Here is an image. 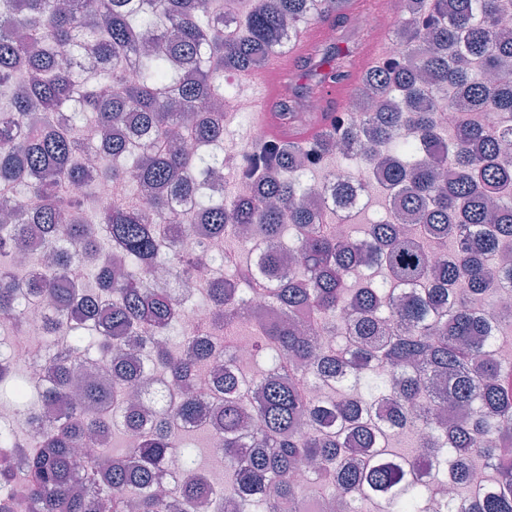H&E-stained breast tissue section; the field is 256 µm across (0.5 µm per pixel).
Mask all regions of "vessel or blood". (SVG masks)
<instances>
[{"instance_id":"1","label":"vessel or blood","mask_w":512,"mask_h":512,"mask_svg":"<svg viewBox=\"0 0 512 512\" xmlns=\"http://www.w3.org/2000/svg\"><path fill=\"white\" fill-rule=\"evenodd\" d=\"M322 32L320 24L308 25L299 33L297 41L289 53L280 56L268 71L260 76H246L245 81L252 89L249 97L252 105V124L264 129L269 136L283 137L284 129L277 113L272 111L271 104L278 99L281 87L297 60L306 53L313 42L321 38Z\"/></svg>"}]
</instances>
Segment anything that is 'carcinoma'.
Wrapping results in <instances>:
<instances>
[{"label":"carcinoma","mask_w":512,"mask_h":512,"mask_svg":"<svg viewBox=\"0 0 512 512\" xmlns=\"http://www.w3.org/2000/svg\"><path fill=\"white\" fill-rule=\"evenodd\" d=\"M0 0V190L18 203L0 223V328L19 333L24 301L50 302L43 332L62 337L48 351L47 390L30 391L17 364L0 359V386L36 424L33 435L0 426V512H305L294 480L315 463L309 484L339 512H425L439 483L444 512H512V362L496 351L503 316L477 305L512 294V262H496L512 241V84L488 75L512 62V34L500 16L512 0H404L391 38L402 51L362 75L367 94L395 96L358 126L331 118L314 138L267 135L244 150L247 196L211 193L224 168V75L251 72L282 51L308 22H325L341 0H250L227 18L211 0ZM93 54L100 67L81 60ZM354 51L313 45L301 60V97L343 84ZM289 125L306 126L298 99L279 100ZM95 125L92 145L81 130ZM356 149L389 217L365 237L338 239L326 214L299 201L308 172ZM148 183L149 203L128 195L107 203L81 195L93 180ZM213 237L253 233L232 276L205 289L224 355L185 332L168 333L185 302L148 276L165 259L172 276L199 273L196 250L180 249L189 226ZM36 235L51 261L12 262V246ZM85 262L87 283L70 271ZM269 294L275 320L245 311V297ZM84 302V322L69 311ZM318 324L336 337L301 331ZM246 326L254 360L276 362L233 376L232 333ZM78 399L43 424L41 403ZM310 374L336 381L332 400L310 396ZM263 402L251 419V383ZM136 432L106 460L76 449L92 438ZM222 433L227 480L202 472L190 432ZM409 435L408 453L389 450ZM177 460L190 475L176 502L160 494V472ZM487 474L473 488L471 472Z\"/></svg>","instance_id":"obj_1"}]
</instances>
